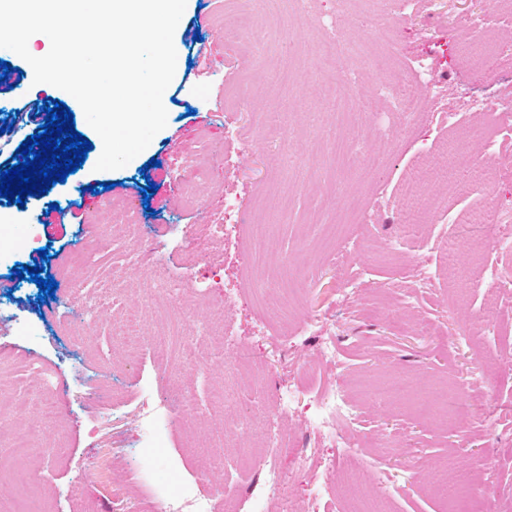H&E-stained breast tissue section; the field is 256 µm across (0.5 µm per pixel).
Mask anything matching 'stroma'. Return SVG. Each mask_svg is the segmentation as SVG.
Instances as JSON below:
<instances>
[{"label": "stroma", "instance_id": "1", "mask_svg": "<svg viewBox=\"0 0 512 512\" xmlns=\"http://www.w3.org/2000/svg\"><path fill=\"white\" fill-rule=\"evenodd\" d=\"M390 17V42L379 40L372 16ZM483 16L489 43H512V13L495 0H421L418 11H395L392 0H187L174 34L176 73L164 93L167 126L125 167L99 171V135L69 93L34 83L31 66L20 67L11 85H0V117L14 127L0 135V161L12 159L34 131L28 114H15L19 101L37 97L65 102L75 128L92 144L78 170L46 194L24 205L0 204L13 245L0 252V321L25 322L29 333H7L0 342V481L17 471L32 478L18 494L33 512H156L155 491H178L193 483L208 492L212 512L248 500L265 479L256 459L264 450L248 428L251 398L262 393L272 409L288 386L300 396L310 389L341 386L360 408L353 448L313 446L312 467L279 453L278 467L292 473V502L256 503L255 512H345L374 495L378 484L391 492L383 512H446L428 481L440 466L470 469L478 491L458 512H512V249L489 252L495 274H483L472 246L479 225L462 221L468 211L493 201L512 209V167L502 169L490 198L461 192L448 200L450 217L426 212L417 227L427 249H395L399 216L391 205L420 152L434 167L454 173L488 159L489 132L500 135V151L512 152V117L460 112L472 97L512 93V69L494 60L481 65L460 54L473 16ZM238 22L243 38L265 34L262 44L241 51L221 37L225 19ZM332 38L342 68L356 91L374 95L379 84L428 58L441 83L422 92V112L411 123L379 103L375 112L349 126L324 96L317 48ZM459 112L450 129L447 115ZM474 137L462 152L441 153L464 131ZM351 136L353 161L328 168L332 140ZM391 141L383 168L372 165ZM203 147L198 205L182 201V182L191 174L188 153ZM155 194L144 195L146 182ZM112 198L139 215L138 240L125 228L104 223L101 202ZM50 210L49 223L37 219ZM226 224L232 233L217 244L222 261L210 266L195 255L190 236L200 223ZM449 239L452 267L464 269L474 293L457 301L456 281L431 245ZM52 257L45 271L58 284L53 298L39 299L36 283L13 278L14 268L33 264L40 248ZM143 247L159 253L164 281L176 295L142 292V271L133 254ZM432 270L421 287L417 264ZM321 265L307 280L308 266ZM111 274L119 284L113 319L136 327L146 314L152 334L135 345L113 335L111 322L79 327L83 306L71 289ZM354 281L353 301L341 296ZM496 305L497 321L479 333L471 318L481 305ZM226 306L227 324L204 325L206 309ZM320 316L324 328L305 329ZM430 334L416 332L418 323ZM247 345L251 360L217 355L225 335ZM335 341L338 367L301 375L324 338ZM212 349L200 374H186L183 353ZM62 373L54 394L38 389L46 375ZM408 379L420 386L457 384L467 405L463 417L448 419L381 398L390 383ZM193 397L192 426L180 422L173 402ZM26 403L27 415L15 406ZM53 405L45 421L39 409ZM345 461L361 479L328 474Z\"/></svg>", "mask_w": 512, "mask_h": 512}]
</instances>
